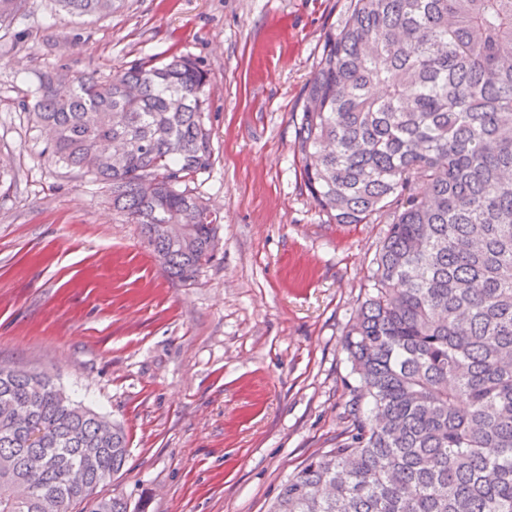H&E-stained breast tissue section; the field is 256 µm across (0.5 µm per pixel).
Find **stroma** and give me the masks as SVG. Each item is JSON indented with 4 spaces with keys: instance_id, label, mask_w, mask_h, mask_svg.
<instances>
[{
    "instance_id": "stroma-1",
    "label": "stroma",
    "mask_w": 512,
    "mask_h": 512,
    "mask_svg": "<svg viewBox=\"0 0 512 512\" xmlns=\"http://www.w3.org/2000/svg\"><path fill=\"white\" fill-rule=\"evenodd\" d=\"M349 0H125L105 20L27 0L0 27V366L45 371L127 435L100 493L132 512H267L348 424L343 332L382 224H331L295 140L304 88ZM177 53L211 78L210 166L188 183L221 217L193 283L139 225L42 154L38 73L108 74Z\"/></svg>"
}]
</instances>
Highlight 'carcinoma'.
Returning <instances> with one entry per match:
<instances>
[{
  "label": "carcinoma",
  "mask_w": 512,
  "mask_h": 512,
  "mask_svg": "<svg viewBox=\"0 0 512 512\" xmlns=\"http://www.w3.org/2000/svg\"><path fill=\"white\" fill-rule=\"evenodd\" d=\"M104 20L123 0H57ZM42 75L25 108L47 158L110 186L183 283L217 217L208 73L185 56ZM297 154L329 221L387 232L342 346L351 423L269 512H512V0H350L303 98ZM157 184L146 196L141 185ZM122 428L43 374L0 367V512H129L98 495Z\"/></svg>",
  "instance_id": "cac0c4a2"
}]
</instances>
